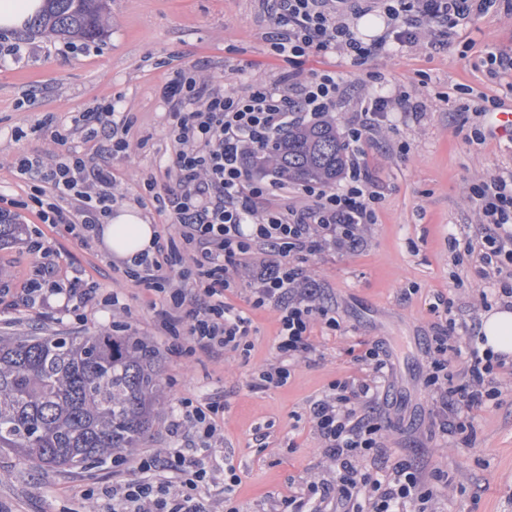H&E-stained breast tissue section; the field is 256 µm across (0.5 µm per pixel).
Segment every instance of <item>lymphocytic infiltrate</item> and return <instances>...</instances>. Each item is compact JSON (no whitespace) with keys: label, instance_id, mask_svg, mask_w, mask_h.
Masks as SVG:
<instances>
[{"label":"lymphocytic infiltrate","instance_id":"f902f5d3","mask_svg":"<svg viewBox=\"0 0 512 512\" xmlns=\"http://www.w3.org/2000/svg\"><path fill=\"white\" fill-rule=\"evenodd\" d=\"M499 10L512 15V0H273L271 54L291 66V73L237 91L204 90L191 72H176L162 90L170 107L167 129L174 153L168 173L173 183L161 193L154 181L146 183L174 232L156 235L152 252L127 270L138 283L168 295L161 325L171 352L217 357L248 347L251 319L224 299L226 291L244 281L251 286L253 307L271 305L282 313L280 360L261 372L265 386L284 385L291 364L315 352V323L340 328L335 309L320 304L318 286L303 277L294 256L362 246V232L376 223L380 202L369 167L370 134L389 114L416 113L420 107L404 91L366 98L346 126L349 162L343 184H304L300 203L292 205L282 185L249 179L243 161L288 124L335 111L340 75L323 70L302 77L295 66L313 53L337 55L363 83H378L381 75L367 64L386 47L415 46L430 28L435 32L433 46L443 49L450 30ZM372 11L387 17L388 29L367 43L349 19ZM78 121L87 140L102 135L111 152L128 151L131 118L115 120L106 106L81 113ZM13 169L30 190L24 198L8 199L7 207L34 210L44 224L65 225L85 246L99 237L123 198L111 168L80 154L58 162L21 155ZM472 198L480 223L490 230L477 246L452 240V259L461 265L479 257L487 282L478 291L480 301H487L492 289L499 299L512 300V168L478 180ZM28 248L40 254L43 264L37 278L16 294L11 309L40 314L52 308L78 320L85 309L101 304L125 312L118 294L102 297L94 285L55 280L59 252L40 233L30 236ZM457 342L455 321L436 326L425 386L438 404L439 433L466 445L474 411L497 403L504 376H512V361L475 346L462 352ZM461 355L466 361L459 378L452 359ZM354 359L363 376L334 382L311 408L328 478L281 496L275 512H326L330 507L335 512H438L437 493L448 486L440 471L428 472L403 460L385 473L365 466L366 458L385 453L381 427L366 410L376 402L382 382L392 376L393 364L373 343L360 344ZM223 424L221 402L179 399L170 432L181 438V445L158 455H139L132 476L105 489H79L73 512H214L207 491L217 484L224 512H240L235 493L240 477L224 459Z\"/></svg>","mask_w":512,"mask_h":512}]
</instances>
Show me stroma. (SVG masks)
I'll return each instance as SVG.
<instances>
[{
	"instance_id": "35a3bbf8",
	"label": "stroma",
	"mask_w": 512,
	"mask_h": 512,
	"mask_svg": "<svg viewBox=\"0 0 512 512\" xmlns=\"http://www.w3.org/2000/svg\"><path fill=\"white\" fill-rule=\"evenodd\" d=\"M268 0H107L104 34L95 39L56 36L33 28L0 32V194L26 197L29 187L11 167L21 154L43 151L57 158L72 153L107 158L102 147L86 141L75 116L109 105L133 120L130 157L110 159L127 205H136L145 179L169 183L173 146L166 135L167 107L160 90L182 69L223 86L244 89L271 80L287 66L269 48ZM512 54V16L492 12L454 29L447 50L428 42L391 49L373 58L370 70L383 84L357 81L341 57L311 55L301 75L332 69L345 78L342 98L331 117L344 126L373 93L404 90L423 105L412 118L398 113L373 134L369 163L382 199L376 224L364 231L355 250H326L308 256L300 267L322 290L324 304L335 307L342 329L314 338L316 351L291 368L284 386H262L258 373L277 355L280 312L250 308L245 293L234 304L252 320L248 351L223 359L171 353L158 328L160 296L125 277L124 266L103 240L83 246L64 226L41 224L30 212L14 218L40 227L62 249L61 275L120 289L129 308L120 336L142 341L155 351L166 407L157 416L143 447L154 452L174 444L168 431L171 409L184 396L224 404V454L241 476L236 497L242 512H269L288 487H301L323 474L320 441L310 408L331 381L359 375L349 354L358 342L380 345L394 362V373L374 406L386 453L383 467L407 460L447 472L448 488L440 512H512V385L500 404L477 411L469 446L445 442L435 433V402L424 387L431 356L426 339L438 321L429 304L441 294L450 302L457 325L477 328L484 312L476 291L484 287L481 262L458 266L448 250L452 236L480 242V224L469 187L501 168H512V141L496 135L487 114L477 113L482 96L512 106V75L491 74L487 47ZM65 131L54 144L43 120ZM482 144H473L474 131ZM40 266L25 243L0 246V272L13 287H25ZM112 310L99 306L84 320H43L17 311L0 314V336H80L110 330ZM112 465L103 463L73 473L41 468L0 451V512H69L74 490L112 483Z\"/></svg>"
}]
</instances>
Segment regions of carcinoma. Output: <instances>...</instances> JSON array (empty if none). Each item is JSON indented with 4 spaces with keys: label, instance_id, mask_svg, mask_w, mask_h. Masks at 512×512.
I'll use <instances>...</instances> for the list:
<instances>
[{
    "label": "carcinoma",
    "instance_id": "1",
    "mask_svg": "<svg viewBox=\"0 0 512 512\" xmlns=\"http://www.w3.org/2000/svg\"><path fill=\"white\" fill-rule=\"evenodd\" d=\"M107 0H44L33 24L96 38ZM336 123L291 126L247 157L245 171L284 184H332L346 168ZM23 224L0 219V243ZM163 405L154 351L104 330L87 336L0 337V451L55 471L85 468L140 447Z\"/></svg>",
    "mask_w": 512,
    "mask_h": 512
}]
</instances>
